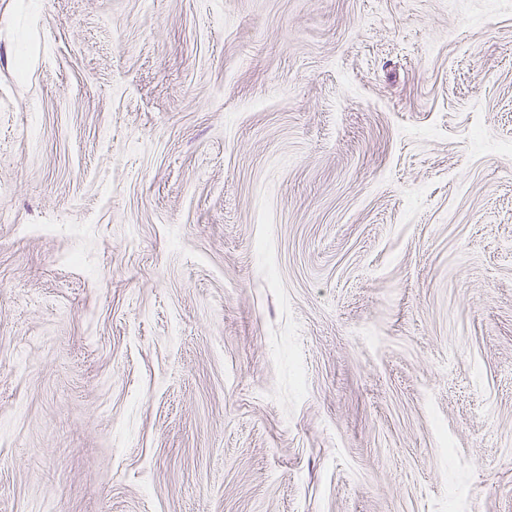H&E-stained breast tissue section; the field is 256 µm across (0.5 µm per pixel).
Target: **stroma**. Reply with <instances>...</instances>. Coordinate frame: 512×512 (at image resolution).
Masks as SVG:
<instances>
[{"label":"stroma","mask_w":512,"mask_h":512,"mask_svg":"<svg viewBox=\"0 0 512 512\" xmlns=\"http://www.w3.org/2000/svg\"><path fill=\"white\" fill-rule=\"evenodd\" d=\"M0 512H512V0H0Z\"/></svg>","instance_id":"stroma-1"}]
</instances>
